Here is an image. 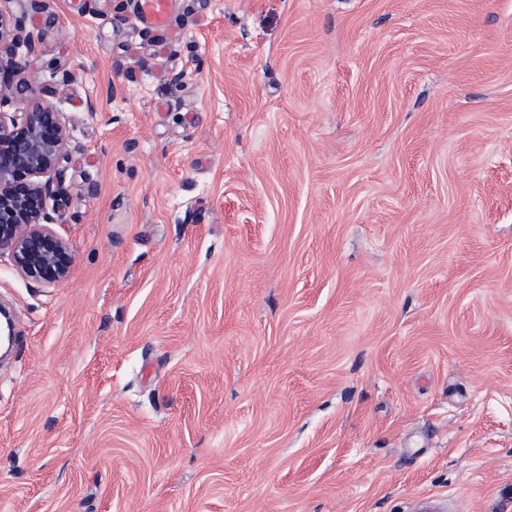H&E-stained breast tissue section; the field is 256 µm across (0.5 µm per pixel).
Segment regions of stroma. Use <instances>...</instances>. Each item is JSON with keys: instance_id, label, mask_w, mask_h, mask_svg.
<instances>
[{"instance_id": "35a3bbf8", "label": "stroma", "mask_w": 512, "mask_h": 512, "mask_svg": "<svg viewBox=\"0 0 512 512\" xmlns=\"http://www.w3.org/2000/svg\"><path fill=\"white\" fill-rule=\"evenodd\" d=\"M8 0L70 130L0 256V512H512V0ZM173 0H132L136 22L142 30L164 37L176 24L173 19Z\"/></svg>"}]
</instances>
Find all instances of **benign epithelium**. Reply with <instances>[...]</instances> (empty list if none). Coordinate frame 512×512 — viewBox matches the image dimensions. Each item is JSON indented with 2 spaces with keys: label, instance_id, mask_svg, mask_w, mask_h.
I'll return each instance as SVG.
<instances>
[{
  "label": "benign epithelium",
  "instance_id": "benign-epithelium-1",
  "mask_svg": "<svg viewBox=\"0 0 512 512\" xmlns=\"http://www.w3.org/2000/svg\"><path fill=\"white\" fill-rule=\"evenodd\" d=\"M30 52L36 44L20 18L0 8V71L15 65V50ZM56 91L37 81L0 78V102L27 95L36 103L20 114L0 111V252H9L24 277L45 285H59L69 274L72 255L67 242L53 231L48 201L55 211L66 207L58 178L67 158L70 131L46 98Z\"/></svg>",
  "mask_w": 512,
  "mask_h": 512
}]
</instances>
